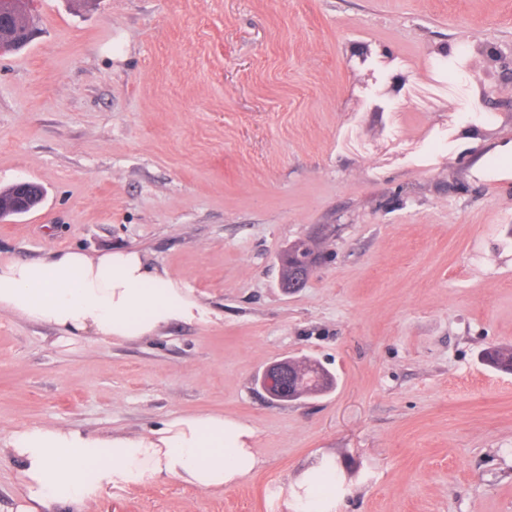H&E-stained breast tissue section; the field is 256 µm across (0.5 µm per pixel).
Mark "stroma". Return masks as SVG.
I'll use <instances>...</instances> for the list:
<instances>
[{"label":"stroma","mask_w":512,"mask_h":512,"mask_svg":"<svg viewBox=\"0 0 512 512\" xmlns=\"http://www.w3.org/2000/svg\"><path fill=\"white\" fill-rule=\"evenodd\" d=\"M0 53V254L133 249L205 308L137 339L63 340L0 312V448L33 425L138 435L218 414L254 431L238 484H108L85 512H512V0H32ZM476 128L480 143L458 131ZM319 240L304 288L279 255ZM318 361L335 389L269 400ZM4 2L1 4L3 10H10L8 6L11 7V10L17 15L18 22L13 21V24L10 26L8 31L4 32V36L0 41L1 46L6 45V49H14L26 44L29 41L27 26L30 22L29 15L25 8L24 0H3ZM15 187V206L18 209H26L39 204L43 199L44 192L41 187L31 181L23 180L13 185ZM11 186L6 191H0V195L8 196L13 190ZM483 361L496 370L512 373V347L488 348L483 353ZM295 359L285 357L266 365L256 376L261 390L273 401H296L299 396L292 394V373ZM327 468L319 471L312 469L307 471L302 478V485L306 488V496L303 503L310 502L308 512H329L332 498L328 492L336 485V473H325Z\"/></svg>","instance_id":"stroma-1"}]
</instances>
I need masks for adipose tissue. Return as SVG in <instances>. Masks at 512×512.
<instances>
[{"instance_id": "adipose-tissue-1", "label": "adipose tissue", "mask_w": 512, "mask_h": 512, "mask_svg": "<svg viewBox=\"0 0 512 512\" xmlns=\"http://www.w3.org/2000/svg\"><path fill=\"white\" fill-rule=\"evenodd\" d=\"M1 310L51 325L73 340L148 336L194 318L202 307L138 251L67 249L28 261L0 257ZM253 435L242 421L203 414L135 436L32 426L15 432L5 451L19 465L20 512H54L63 504L81 512L110 482L177 478L202 490L237 484L259 465Z\"/></svg>"}]
</instances>
